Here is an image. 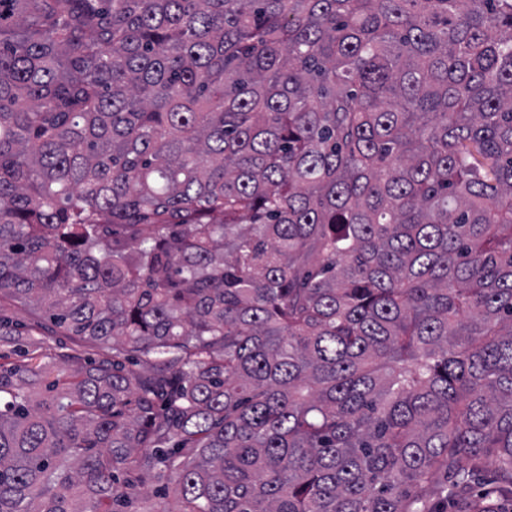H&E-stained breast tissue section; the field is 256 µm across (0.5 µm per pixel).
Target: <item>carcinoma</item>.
Masks as SVG:
<instances>
[{"mask_svg": "<svg viewBox=\"0 0 512 512\" xmlns=\"http://www.w3.org/2000/svg\"><path fill=\"white\" fill-rule=\"evenodd\" d=\"M0 301V512H512V0H0Z\"/></svg>", "mask_w": 512, "mask_h": 512, "instance_id": "carcinoma-1", "label": "carcinoma"}]
</instances>
